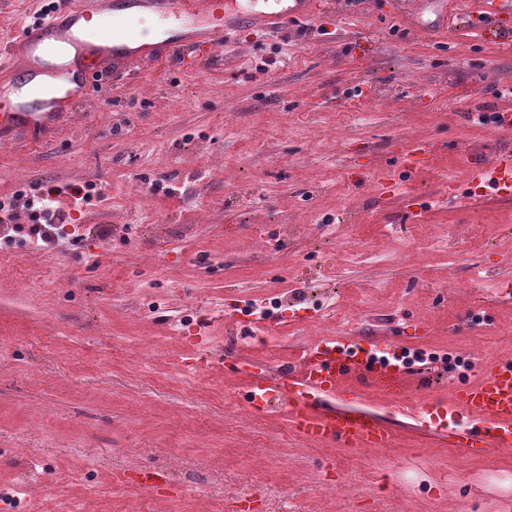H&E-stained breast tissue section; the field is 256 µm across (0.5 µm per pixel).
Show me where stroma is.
<instances>
[{"label":"stroma","instance_id":"obj_1","mask_svg":"<svg viewBox=\"0 0 512 512\" xmlns=\"http://www.w3.org/2000/svg\"><path fill=\"white\" fill-rule=\"evenodd\" d=\"M338 2L276 32L242 26L193 70L149 68L118 89L96 78L50 142L0 143V226L29 224L49 187L91 190L56 218L73 237L29 247L23 274L0 245V490L62 512L512 505V451L466 455L454 429L432 436L389 402L365 404L395 431L379 451L301 440L275 414L241 425L248 387L229 366L265 357L263 313L286 362L347 320L374 347L436 355L405 376L412 402L512 358L497 288L512 279V199L457 162L498 137L476 115L500 109L512 48L461 20L424 33L394 0ZM415 140L435 172L391 192L354 185ZM445 173L471 206L445 201ZM351 209L359 222L337 237ZM288 224L307 232L272 251ZM482 266L493 283L470 287ZM28 464L40 476L24 482ZM145 469L169 486L143 492Z\"/></svg>","mask_w":512,"mask_h":512}]
</instances>
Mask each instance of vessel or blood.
<instances>
[{"label":"vessel or blood","instance_id":"obj_1","mask_svg":"<svg viewBox=\"0 0 512 512\" xmlns=\"http://www.w3.org/2000/svg\"><path fill=\"white\" fill-rule=\"evenodd\" d=\"M317 0H63L47 15L34 18L16 41L0 45V138L38 140L70 117L90 96L88 80L110 74L119 84L148 64L192 68L222 56L224 41L237 23L249 20L274 29L290 19L311 16ZM156 17L166 29L159 40L128 25L131 12ZM436 15V29L457 16L495 33L512 31V0H402L401 16L421 22ZM400 170L360 174L358 183L386 186L434 169V155L424 144L407 145ZM461 162L473 181L490 194L512 195V144L490 151L464 150ZM371 347L348 334L310 343L298 364L279 377L265 362H239L233 373L248 383L246 408L254 413L276 407L304 439L355 448H388L393 431L370 412L326 405V398L358 399L371 394L400 401L405 393L401 368L372 360ZM450 404L420 405L415 412L434 435L445 419L457 421L459 444L474 454L512 448V360L484 366L465 384L450 390Z\"/></svg>","mask_w":512,"mask_h":512}]
</instances>
